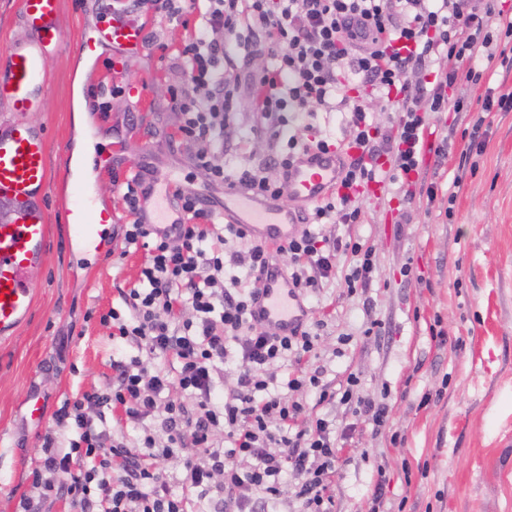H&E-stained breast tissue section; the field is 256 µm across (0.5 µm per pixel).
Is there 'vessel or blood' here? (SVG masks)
<instances>
[{
    "instance_id": "vessel-or-blood-1",
    "label": "vessel or blood",
    "mask_w": 512,
    "mask_h": 512,
    "mask_svg": "<svg viewBox=\"0 0 512 512\" xmlns=\"http://www.w3.org/2000/svg\"><path fill=\"white\" fill-rule=\"evenodd\" d=\"M61 8V0H19L28 36L0 52V103L13 114L11 121L0 123V205L11 208L10 219L0 224V338L13 335L29 316L34 303L29 275L42 267L47 257L48 139L44 128L29 122L27 116L45 109V61L64 47ZM144 36L140 25L115 19L95 36L81 39L75 50L88 54L103 44L137 50ZM343 162L333 151L300 153L282 186L288 204L279 205L228 186L219 215L255 240L270 245L287 242L299 231L297 205L328 195L341 178ZM64 218L82 253L117 250L118 241L105 233L111 213L95 209L82 184H75ZM251 313L260 327L280 336L290 335L309 317L287 277L273 269L265 272L263 291Z\"/></svg>"
}]
</instances>
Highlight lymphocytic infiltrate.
Returning <instances> with one entry per match:
<instances>
[{
  "instance_id": "obj_1",
  "label": "lymphocytic infiltrate",
  "mask_w": 512,
  "mask_h": 512,
  "mask_svg": "<svg viewBox=\"0 0 512 512\" xmlns=\"http://www.w3.org/2000/svg\"><path fill=\"white\" fill-rule=\"evenodd\" d=\"M195 11L199 24L178 51L175 65L192 84L191 96L172 93L181 115L180 132L195 147L193 159L215 184L235 181L272 200L282 183L264 170L229 176L214 161L213 147L238 110V87L247 81L253 110L263 128L279 137L290 108L329 109L339 101L353 132L345 148L354 152L330 196L314 204L303 227L274 247L251 239L238 225H217L194 192L177 190L174 201L186 221L151 224L140 190V174L126 181L123 200L131 215L126 245L146 259L137 282L119 291L121 307L101 315L111 338L139 352L173 357L175 373L148 368L137 356L113 362L111 392L84 393L55 414L69 429L68 447L45 436L32 471L34 497L21 512L66 498L73 512H268L291 493L301 512H332L328 488L340 450L329 421L306 416L296 392L320 385L309 371L324 323L312 321L288 337L253 323L250 308L260 294L265 269L283 262L298 293L315 291L335 277L341 257L352 265L344 275L349 293L366 286L372 252L357 241L328 238L319 224H356L362 194L386 180L398 184L404 202L416 195L415 177L426 152L430 113L454 107L448 91L459 81L479 84L485 66L507 59L512 16L492 0H125L126 15L181 18ZM259 49L274 68L241 73L233 50ZM448 65L436 66L439 54ZM387 102L391 125L368 121L373 103ZM243 268L246 278L228 275ZM239 354L227 362L229 344ZM294 370L277 380L276 364ZM232 370L234 384L216 397L217 377ZM122 408L129 420H158L166 435L158 443L145 431L136 444L113 439L95 423L93 407ZM177 459L180 490H173L164 460ZM295 479L286 487L284 473Z\"/></svg>"
}]
</instances>
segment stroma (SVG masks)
<instances>
[{
    "instance_id": "1",
    "label": "stroma",
    "mask_w": 512,
    "mask_h": 512,
    "mask_svg": "<svg viewBox=\"0 0 512 512\" xmlns=\"http://www.w3.org/2000/svg\"><path fill=\"white\" fill-rule=\"evenodd\" d=\"M114 0H62L64 49L46 61V109L30 115L49 141L53 171L48 204L49 248L45 265L33 274L32 311L14 335L0 338V512H15L31 492V471L45 435L68 445L54 415L85 392H109L112 363L134 356L133 348L113 347L99 317L119 306L120 289L138 278L143 251L125 258L103 251L74 258L68 247L64 209L72 184L58 171L67 153L90 143L96 156L115 158L114 168L75 171L99 208L127 223L122 195L127 177L146 169L152 179L208 197L223 199L192 162L182 143L179 115L168 88L192 87L172 65L194 31L182 21L144 16L152 47L116 52L101 48L89 57L73 50L82 37L111 21ZM122 60L126 80L148 79L142 95H109ZM455 96L462 112L431 114L426 132L445 155L426 154L418 181L434 184L435 199L416 195L410 221L396 223L388 194L366 197L358 224H325L328 237L353 238L370 247L374 271L369 286L348 294L343 278L323 281L305 296L314 318L323 320L318 357L329 390L340 391L349 375L358 391L389 407L386 426L342 404L319 402V392H299L308 414L332 421L343 456L330 484L334 512H370L378 476L384 497L403 512H512V111L482 112L479 89L460 82ZM109 109L94 111L98 97ZM85 120L75 121V104ZM487 126L482 152H468L463 131L474 114ZM283 135L332 141L349 139L346 112H291ZM271 141L259 129L248 96L215 146L218 163L230 172L264 164ZM381 320L384 334L362 336L367 318ZM40 402L42 418L31 417Z\"/></svg>"
}]
</instances>
